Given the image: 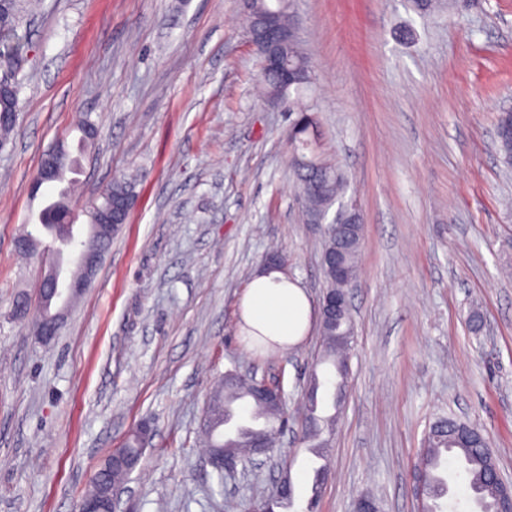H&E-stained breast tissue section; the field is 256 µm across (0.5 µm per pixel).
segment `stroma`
<instances>
[{"label":"stroma","mask_w":512,"mask_h":512,"mask_svg":"<svg viewBox=\"0 0 512 512\" xmlns=\"http://www.w3.org/2000/svg\"><path fill=\"white\" fill-rule=\"evenodd\" d=\"M20 0V110L0 150V512H78L128 433L153 436L123 512H242L282 471L303 512L311 474L300 434L261 468L217 484L198 443L227 370L285 371L301 417L320 349L309 325L288 352L240 333L242 296L271 247L318 305L322 234L301 215L284 105L259 98L262 61L243 0ZM311 60L317 150L347 180L362 247L351 291L349 392L329 439L333 477L317 512H418L412 470L435 417L481 431L512 477V167L496 118L512 107V0H290ZM95 128L80 144V122ZM79 161L85 211L136 175L135 202L59 335L41 344L16 300L36 303L52 239L15 240L47 205L33 193L58 143ZM479 309L482 329L468 315Z\"/></svg>","instance_id":"stroma-1"}]
</instances>
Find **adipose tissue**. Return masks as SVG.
I'll use <instances>...</instances> for the list:
<instances>
[{
    "mask_svg": "<svg viewBox=\"0 0 512 512\" xmlns=\"http://www.w3.org/2000/svg\"><path fill=\"white\" fill-rule=\"evenodd\" d=\"M311 315L304 290L276 270L257 274L241 301L243 324L268 336L282 352L297 344Z\"/></svg>",
    "mask_w": 512,
    "mask_h": 512,
    "instance_id": "adipose-tissue-1",
    "label": "adipose tissue"
}]
</instances>
